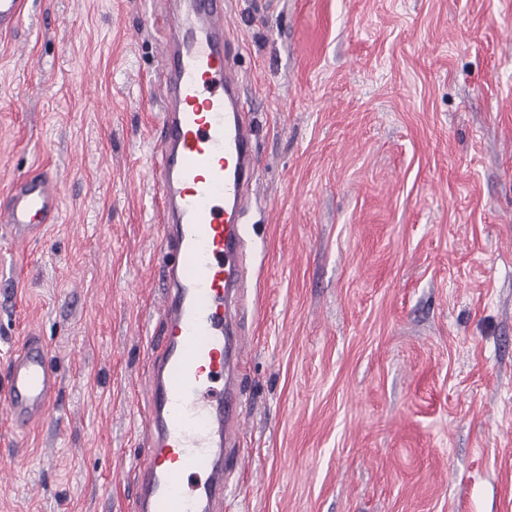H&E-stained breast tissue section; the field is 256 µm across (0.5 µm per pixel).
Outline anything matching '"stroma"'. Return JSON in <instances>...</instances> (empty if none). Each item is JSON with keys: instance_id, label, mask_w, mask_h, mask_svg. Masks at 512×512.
I'll return each instance as SVG.
<instances>
[{"instance_id": "35a3bbf8", "label": "stroma", "mask_w": 512, "mask_h": 512, "mask_svg": "<svg viewBox=\"0 0 512 512\" xmlns=\"http://www.w3.org/2000/svg\"><path fill=\"white\" fill-rule=\"evenodd\" d=\"M0 33V381L29 329L52 415L0 424V512H133L160 332L150 0H26ZM253 108L244 463L224 512H512V0H231ZM25 53H18V43ZM61 194V179L52 169L17 178L0 207V224L16 245H28L42 234L59 212Z\"/></svg>"}]
</instances>
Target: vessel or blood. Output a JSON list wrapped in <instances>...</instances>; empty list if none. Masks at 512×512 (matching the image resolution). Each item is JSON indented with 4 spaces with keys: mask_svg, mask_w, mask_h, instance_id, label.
<instances>
[{
    "mask_svg": "<svg viewBox=\"0 0 512 512\" xmlns=\"http://www.w3.org/2000/svg\"><path fill=\"white\" fill-rule=\"evenodd\" d=\"M150 26L161 117L149 180L161 203V335L148 366L134 512H222L228 441L241 430L239 377L251 346L239 324L242 213L256 162L254 129L234 67L225 0H160ZM24 0H0V31L23 21ZM52 170L18 177L0 206L15 244L40 236L59 211ZM59 375L37 334L23 337L0 382V419L26 426L54 404Z\"/></svg>",
    "mask_w": 512,
    "mask_h": 512,
    "instance_id": "vessel-or-blood-1",
    "label": "vessel or blood"
}]
</instances>
